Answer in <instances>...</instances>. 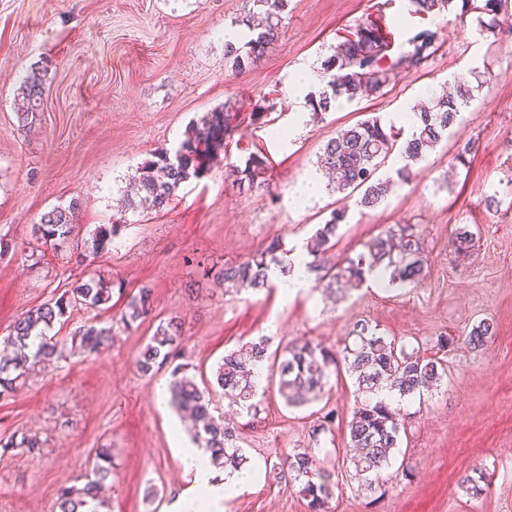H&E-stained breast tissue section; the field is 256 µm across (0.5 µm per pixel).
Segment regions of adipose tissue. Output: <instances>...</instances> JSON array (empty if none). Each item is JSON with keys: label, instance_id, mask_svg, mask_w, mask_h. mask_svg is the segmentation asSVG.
I'll return each mask as SVG.
<instances>
[{"label": "adipose tissue", "instance_id": "ef3b65f1", "mask_svg": "<svg viewBox=\"0 0 512 512\" xmlns=\"http://www.w3.org/2000/svg\"><path fill=\"white\" fill-rule=\"evenodd\" d=\"M179 454L185 471L194 476L196 492L183 502V512H213L218 501L249 480L241 471L217 473L200 449L183 446Z\"/></svg>", "mask_w": 512, "mask_h": 512}]
</instances>
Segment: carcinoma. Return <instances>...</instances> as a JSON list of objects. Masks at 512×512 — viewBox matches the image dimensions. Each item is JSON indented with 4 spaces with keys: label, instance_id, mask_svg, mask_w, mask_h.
Masks as SVG:
<instances>
[{
    "label": "carcinoma",
    "instance_id": "cac0c4a2",
    "mask_svg": "<svg viewBox=\"0 0 512 512\" xmlns=\"http://www.w3.org/2000/svg\"><path fill=\"white\" fill-rule=\"evenodd\" d=\"M263 15L262 22L241 20L249 31L244 40L224 42V59L237 72L245 70L259 60L267 48L277 40L282 14L288 0H252ZM416 14L441 12L451 7L453 0H409ZM478 13L480 26L489 32L501 30L500 14L505 10L504 0H462V7ZM438 34L425 30L411 41L412 50L403 55L411 69L419 66L436 50ZM383 42L377 29L366 24L359 27L355 37L339 43L325 63L330 75L327 89L317 96H310L314 112H329L339 98L349 101L380 95L391 81V70L381 66ZM19 94L26 101L24 114L39 110L43 95V77L38 70L31 71L19 87ZM472 97V87L458 84L456 94L433 96L417 108L413 131L407 138L394 125L383 123L378 116L367 118L336 133L323 151L325 169L336 175V191L353 194L361 192L356 205L371 208L391 193V179H376L374 174L382 160L399 150L405 161L398 171L402 179L410 177L412 166L422 161L443 139L448 130L462 116V107ZM230 130V114L222 109L207 113L200 124L189 128L184 140L175 150L177 162H171L170 150L161 147L154 159L144 162L141 172L128 197L131 209L162 210L171 201L180 185L190 178H201L211 168L214 156L224 150V139ZM238 180L247 188L259 186L258 179L266 173V163L258 154H251L244 167L235 168ZM80 203L72 200L68 207H55L45 213L41 222L34 225V234L46 242L60 245L69 240L74 231V214ZM344 209L331 212L330 219L321 225L307 243L311 260L307 269L317 274L316 286L333 293L341 284L363 285L370 279L389 275L392 283L417 286L424 280L423 249L412 230L399 226L384 236L364 244V250L354 257L335 264L325 263V256L335 245L339 227L344 223ZM118 229L110 225L99 226L93 236L92 252L105 249L112 243ZM286 254L282 243L273 240L242 261L226 263L216 271H207L214 281L228 289L259 290L267 286L271 267L281 266ZM112 300V284L102 278L84 280L62 295L42 304L15 321L9 333L11 353L0 356V397L4 398L23 384L41 364L61 356L56 344L47 340V331L77 306L98 308ZM151 310V292L148 289L132 296L121 323L130 327L146 318ZM493 334L491 325L480 322L465 337L473 349L486 345ZM352 335L359 339L353 348H346L343 360L348 371L356 378L360 391L368 398L355 407L347 424L349 448L353 451L350 462L352 477L370 491L380 487L383 473L395 462V451L403 429L400 408L386 397L423 396L440 382L445 369L440 360L407 352L394 339L379 335L366 323L353 326ZM181 337L180 324L175 320L161 323L136 358L135 367L143 375H150L172 362L177 355ZM112 343V328L94 324L79 327L72 336L71 348L88 356L97 354ZM268 343L265 339L251 342L224 354L217 365L213 379L230 404L246 411L256 409L258 392L257 369L267 359ZM338 355L309 340L289 342L275 354L273 365L279 377V392L288 405L308 403L322 393L330 374L336 370ZM169 393L171 403L189 414L195 430L194 441L209 456L210 464L218 471L242 469L247 458L236 445L235 428L224 423L223 417L211 412V392L200 387L187 365L178 364L170 372ZM336 420V410L330 409L313 425L314 440L331 431ZM5 448H25L38 451L43 443L35 435L11 437ZM97 462L86 483L64 487L59 491L57 512H99L105 507L99 493L112 475L111 453L100 448ZM277 482L301 485L307 499L309 512H331L330 503L335 497L338 481L336 471L322 465L320 459L297 449L278 457L269 467Z\"/></svg>",
    "mask_w": 512,
    "mask_h": 512
}]
</instances>
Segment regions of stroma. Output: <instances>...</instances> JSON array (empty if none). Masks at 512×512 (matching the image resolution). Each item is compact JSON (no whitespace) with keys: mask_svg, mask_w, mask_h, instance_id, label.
Returning <instances> with one entry per match:
<instances>
[{"mask_svg":"<svg viewBox=\"0 0 512 512\" xmlns=\"http://www.w3.org/2000/svg\"><path fill=\"white\" fill-rule=\"evenodd\" d=\"M252 8L251 0H0V340L20 316L92 276L111 281V302L74 308L51 339L66 347L80 326L113 328L98 354L52 363L0 398V438L24 432L45 442L38 453L0 447V512H55L58 490L83 485L100 448L112 453L107 512H176L192 477L172 432L177 414L157 405L170 370L144 376L135 368L157 325L173 318L182 323L180 360L199 379L211 377L225 350L262 336L342 350L358 321L445 368L437 390L401 402L396 460L413 476L391 478L380 493L351 479L344 464L358 396L347 372L323 393L338 419L317 441L318 403L286 406L276 382L265 383L256 411L234 417L256 477L217 512H309L298 486L266 477L264 464L315 444L338 473L332 512H512V36L481 30L459 0L428 15L414 13L409 0H288L278 40L239 74L224 62V36ZM364 24L385 44L390 85L382 96L313 114L306 95L325 87L323 62ZM424 30L437 32L438 50L419 69L398 68ZM35 68L44 90L27 118L18 88ZM460 77L476 85L474 97L409 180H397L403 160L395 152L376 175L397 184L375 208L332 190L318 158L338 130L372 116L411 129L405 112ZM219 108L231 112L232 131L209 172L183 183L161 211L122 208L156 149H175ZM259 109L267 118L257 123ZM470 140L477 152L457 160ZM252 153L267 159L266 183L247 191L233 169ZM309 185L313 193L296 203ZM493 195L499 208L486 206ZM74 199L81 206L70 241L37 239L32 228L43 214ZM340 208L348 215L330 262L406 225L423 244V284L370 281L290 296L275 283L238 293L208 280L211 266L274 239L305 255L307 239ZM103 224L119 232L95 253L92 235ZM463 227L474 240L459 253L450 242ZM143 287L152 290V313L124 327L126 302ZM483 320L494 334L471 349L464 338ZM443 336L451 347H439ZM482 472L489 485L476 497L462 479Z\"/></svg>","mask_w":512,"mask_h":512,"instance_id":"obj_1","label":"stroma"}]
</instances>
